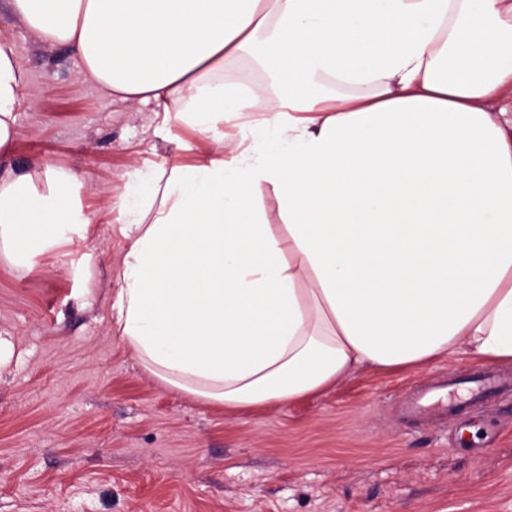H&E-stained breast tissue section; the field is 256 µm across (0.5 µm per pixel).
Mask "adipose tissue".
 Here are the masks:
<instances>
[{
  "label": "adipose tissue",
  "mask_w": 512,
  "mask_h": 512,
  "mask_svg": "<svg viewBox=\"0 0 512 512\" xmlns=\"http://www.w3.org/2000/svg\"><path fill=\"white\" fill-rule=\"evenodd\" d=\"M8 6L108 97L192 134L108 207L112 317L160 384L237 411L363 367L512 366V0ZM245 57L275 87L231 69ZM24 86L0 33V159ZM93 222L71 172L0 173L11 264L35 270Z\"/></svg>",
  "instance_id": "1"
}]
</instances>
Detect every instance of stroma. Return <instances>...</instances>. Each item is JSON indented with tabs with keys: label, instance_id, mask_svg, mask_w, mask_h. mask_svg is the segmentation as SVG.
<instances>
[{
	"label": "stroma",
	"instance_id": "1",
	"mask_svg": "<svg viewBox=\"0 0 512 512\" xmlns=\"http://www.w3.org/2000/svg\"><path fill=\"white\" fill-rule=\"evenodd\" d=\"M4 2L28 101L8 164L72 171L96 220L34 271L0 259V512H512V367L359 369L328 394L236 412L142 368L112 328L109 192L174 146ZM479 371L502 389L461 399L452 381ZM441 384L424 417L404 412Z\"/></svg>",
	"mask_w": 512,
	"mask_h": 512
}]
</instances>
